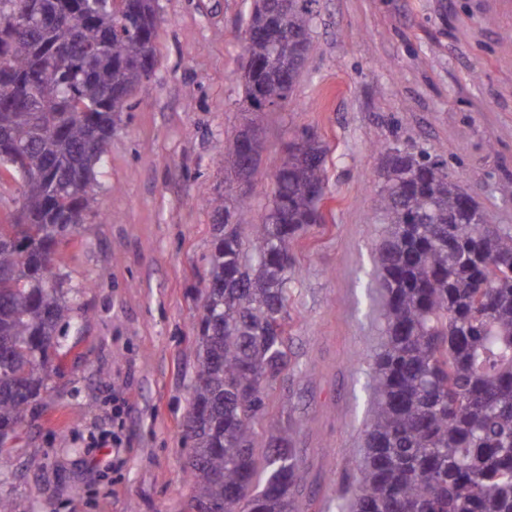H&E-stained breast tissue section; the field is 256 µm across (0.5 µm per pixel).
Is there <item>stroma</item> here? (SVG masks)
Instances as JSON below:
<instances>
[{
    "mask_svg": "<svg viewBox=\"0 0 512 512\" xmlns=\"http://www.w3.org/2000/svg\"><path fill=\"white\" fill-rule=\"evenodd\" d=\"M252 0H159L156 67L127 101L93 186L100 219L58 251L72 303L57 370L9 450L0 497L13 512H188L184 423L200 363V283L216 204L254 220L292 140L328 149L324 224L296 251L290 363L272 417L302 432L301 512H337L363 452L382 332L373 257L385 146L441 156L489 223L512 225V0H321L289 103L252 116L241 64ZM262 129L263 180L230 189L224 144ZM116 434L120 453L95 447Z\"/></svg>",
    "mask_w": 512,
    "mask_h": 512,
    "instance_id": "stroma-1",
    "label": "stroma"
}]
</instances>
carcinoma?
I'll return each mask as SVG.
<instances>
[{"instance_id": "1", "label": "carcinoma", "mask_w": 512, "mask_h": 512, "mask_svg": "<svg viewBox=\"0 0 512 512\" xmlns=\"http://www.w3.org/2000/svg\"><path fill=\"white\" fill-rule=\"evenodd\" d=\"M0 0V167L26 223H0V477L5 448L47 388L70 326L58 248L99 214L91 185L120 112L156 62L158 0ZM319 0H253L244 99L272 112L310 51ZM277 166L259 222L214 208L187 438L194 512H295L307 470L299 428L268 416L288 368L295 251L321 220L326 148L301 136ZM241 135L224 164L258 179ZM375 210L390 226L375 263L383 336L375 401L352 461L347 512H512V226L486 223L440 157L386 149ZM263 447L262 457L255 449Z\"/></svg>"}]
</instances>
